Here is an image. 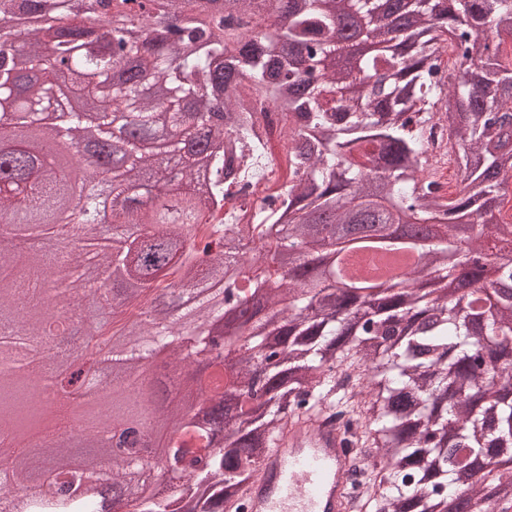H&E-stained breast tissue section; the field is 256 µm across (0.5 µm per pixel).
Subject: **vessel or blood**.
<instances>
[{
    "label": "vessel or blood",
    "instance_id": "obj_1",
    "mask_svg": "<svg viewBox=\"0 0 512 512\" xmlns=\"http://www.w3.org/2000/svg\"><path fill=\"white\" fill-rule=\"evenodd\" d=\"M260 469L261 478L245 500L246 512H342L347 456L331 423L289 426Z\"/></svg>",
    "mask_w": 512,
    "mask_h": 512
}]
</instances>
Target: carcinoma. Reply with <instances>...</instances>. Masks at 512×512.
<instances>
[{
  "label": "carcinoma",
  "instance_id": "obj_1",
  "mask_svg": "<svg viewBox=\"0 0 512 512\" xmlns=\"http://www.w3.org/2000/svg\"><path fill=\"white\" fill-rule=\"evenodd\" d=\"M131 0H0V313L25 322L21 333L0 323V383L43 382L76 347L54 342L62 320L42 312L46 300L67 302L101 335L99 312L118 318L147 309L141 336L115 357L122 373L91 378L102 399L133 386L155 347L184 366L194 361L195 397L224 406V361L207 355L211 327L224 316V266L248 265L240 302L264 299L267 312H244L241 335L254 348L274 338L278 362L258 372L243 366L241 394L231 398L226 454L210 450L208 422L191 418L179 402L155 408L153 421L173 424L184 441L171 449L168 470L193 481L178 508L157 488L137 512H230L259 475L261 458L294 421L324 409L354 420L355 457L366 461L355 496L359 512H437L468 482L471 462L487 463L486 480L501 476L496 458L512 454V404L498 402L487 376L512 383V259L495 283L472 260L467 270L448 263L457 224L470 227L479 254L500 224L496 212L512 182V60L494 39L512 38V0H395L389 10L371 0H149L146 14ZM288 15L286 27L277 18ZM348 20L354 32L386 44L354 65L327 60L348 54L336 37ZM25 35L18 43L15 37ZM453 47L457 67L443 76L442 54ZM146 75L151 85L138 76ZM69 80L91 87L86 105L45 124L33 105L59 100ZM248 83L288 118L277 132L258 126L240 98ZM445 105L459 153L460 187L443 201L423 179L429 167L425 125ZM288 142L291 178L264 200L249 224H212L234 184V164L265 174L274 140ZM64 139L83 149L112 150L118 163L99 189L112 194V224L93 222L91 192L76 187L42 158ZM184 186L191 223L167 224L130 191L160 188L170 167ZM367 208L383 223L430 224L438 241L398 281L399 291L374 301L346 295L341 308L319 295L336 287L340 268L316 266L322 246L319 217L353 224ZM71 220L67 244L48 255L17 258L8 236L38 238ZM104 235L121 247L99 253L101 274L69 278L85 244ZM296 251L297 265L280 261ZM427 276L457 281L455 301L414 288ZM190 294V306L175 299ZM100 452L73 468L68 434L47 455L26 457L21 471L33 508L48 512H112L137 443L112 446L94 434Z\"/></svg>",
  "mask_w": 512,
  "mask_h": 512
}]
</instances>
